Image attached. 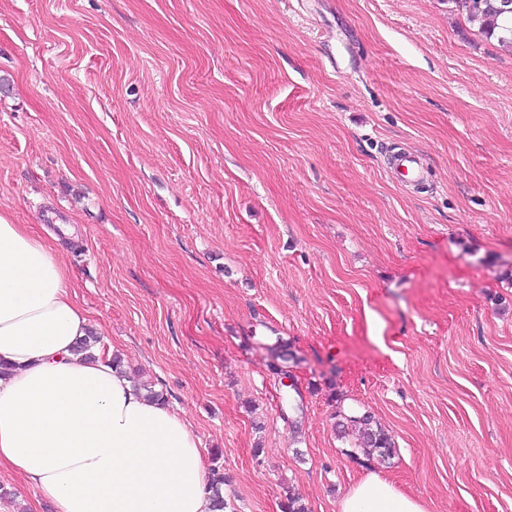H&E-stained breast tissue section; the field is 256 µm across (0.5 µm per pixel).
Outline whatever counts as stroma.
I'll return each instance as SVG.
<instances>
[{
	"label": "stroma",
	"mask_w": 512,
	"mask_h": 512,
	"mask_svg": "<svg viewBox=\"0 0 512 512\" xmlns=\"http://www.w3.org/2000/svg\"><path fill=\"white\" fill-rule=\"evenodd\" d=\"M0 78V213L76 226L96 353L163 391L230 512H339L371 470L429 512H512L497 39L448 0H0ZM338 396L390 456L338 437ZM0 512L54 507L1 469ZM392 165L395 171L405 178L404 181H418L425 172L423 158L414 154L398 153L393 157Z\"/></svg>",
	"instance_id": "stroma-1"
}]
</instances>
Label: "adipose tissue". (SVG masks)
<instances>
[{"label":"adipose tissue","mask_w":512,"mask_h":512,"mask_svg":"<svg viewBox=\"0 0 512 512\" xmlns=\"http://www.w3.org/2000/svg\"><path fill=\"white\" fill-rule=\"evenodd\" d=\"M91 322L59 251L0 214V468L56 512H214L190 425L108 359L74 348ZM340 512H428L380 473Z\"/></svg>","instance_id":"ef3b65f1"}]
</instances>
